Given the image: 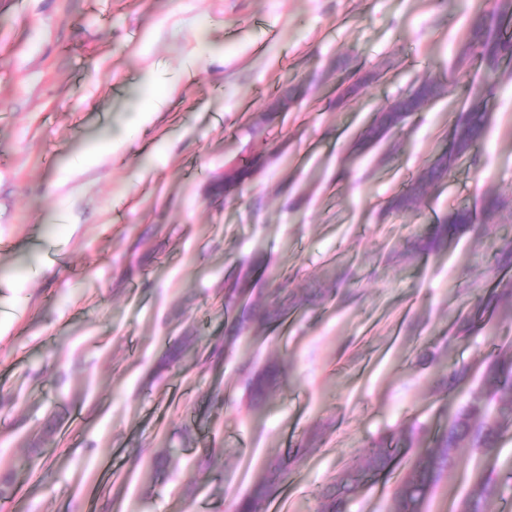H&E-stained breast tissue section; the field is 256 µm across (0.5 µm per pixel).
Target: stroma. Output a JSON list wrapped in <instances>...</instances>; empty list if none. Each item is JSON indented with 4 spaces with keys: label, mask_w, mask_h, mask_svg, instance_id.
<instances>
[{
    "label": "stroma",
    "mask_w": 512,
    "mask_h": 512,
    "mask_svg": "<svg viewBox=\"0 0 512 512\" xmlns=\"http://www.w3.org/2000/svg\"><path fill=\"white\" fill-rule=\"evenodd\" d=\"M480 2L0 0V477L16 481L0 512H236L271 459L303 447L266 512H315L386 436L402 466L342 510L391 512L427 429L512 343V302L489 303L512 283L497 264L512 243V67L471 157L413 215L389 207L442 145ZM426 77L445 95L358 146ZM292 86L284 119L263 122ZM254 154L251 181L212 195ZM486 195L505 209L411 256L427 225ZM237 276L266 308L279 288L302 298L300 315L233 337L224 292ZM217 344L224 358L206 363ZM273 360L281 384L250 409L246 382ZM510 461L512 432L495 461L460 449L427 512H454Z\"/></svg>",
    "instance_id": "stroma-1"
}]
</instances>
